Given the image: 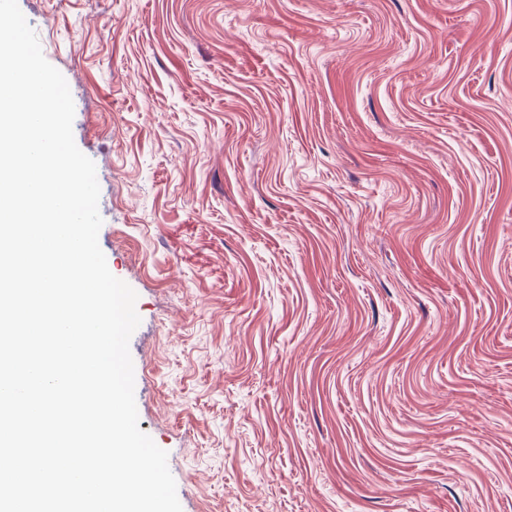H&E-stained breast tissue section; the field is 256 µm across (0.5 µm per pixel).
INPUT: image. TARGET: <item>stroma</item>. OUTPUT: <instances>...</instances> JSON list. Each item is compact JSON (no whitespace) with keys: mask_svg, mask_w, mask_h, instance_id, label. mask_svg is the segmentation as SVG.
<instances>
[{"mask_svg":"<svg viewBox=\"0 0 512 512\" xmlns=\"http://www.w3.org/2000/svg\"><path fill=\"white\" fill-rule=\"evenodd\" d=\"M18 5L182 512H512V0Z\"/></svg>","mask_w":512,"mask_h":512,"instance_id":"35a3bbf8","label":"stroma"}]
</instances>
